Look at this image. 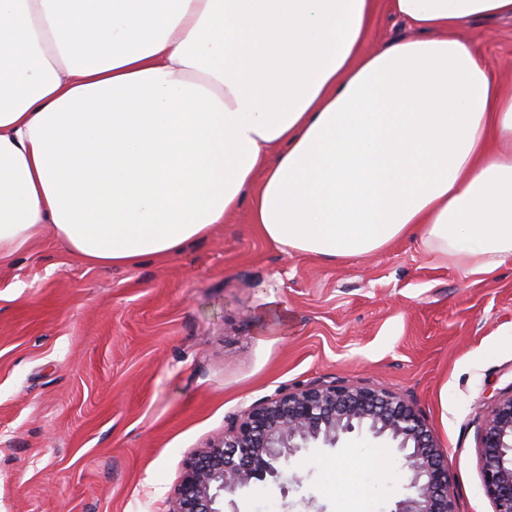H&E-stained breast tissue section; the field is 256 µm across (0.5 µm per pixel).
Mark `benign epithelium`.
Masks as SVG:
<instances>
[{"mask_svg":"<svg viewBox=\"0 0 512 512\" xmlns=\"http://www.w3.org/2000/svg\"><path fill=\"white\" fill-rule=\"evenodd\" d=\"M370 435L402 455L407 492L391 512H455L448 459L423 415L380 387L312 384L283 392L232 418L224 435L184 464L171 512H224V496L280 482L289 459ZM482 482L494 512H512V391L496 400L480 436Z\"/></svg>","mask_w":512,"mask_h":512,"instance_id":"7a95c632","label":"benign epithelium"}]
</instances>
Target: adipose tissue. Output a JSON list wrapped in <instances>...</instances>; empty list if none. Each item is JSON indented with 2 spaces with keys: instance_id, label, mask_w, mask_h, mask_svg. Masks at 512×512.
Listing matches in <instances>:
<instances>
[{
  "instance_id": "ef3b65f1",
  "label": "adipose tissue",
  "mask_w": 512,
  "mask_h": 512,
  "mask_svg": "<svg viewBox=\"0 0 512 512\" xmlns=\"http://www.w3.org/2000/svg\"><path fill=\"white\" fill-rule=\"evenodd\" d=\"M0 0V256L38 231L88 263L163 258L250 199L328 261L404 237L512 258V82L459 36L512 0ZM115 111H106V104ZM410 34L411 31L404 25V22L389 10L385 1H381V6L369 34L366 48L373 50L391 40L406 37Z\"/></svg>"
}]
</instances>
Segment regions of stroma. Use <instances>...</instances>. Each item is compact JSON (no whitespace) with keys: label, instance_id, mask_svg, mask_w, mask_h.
Returning a JSON list of instances; mask_svg holds the SVG:
<instances>
[{"label":"stroma","instance_id":"35a3bbf8","mask_svg":"<svg viewBox=\"0 0 512 512\" xmlns=\"http://www.w3.org/2000/svg\"><path fill=\"white\" fill-rule=\"evenodd\" d=\"M512 80V21H469ZM383 386L448 455L456 512H494L479 438L512 390V259L467 274L419 241L327 261L261 237L249 204L165 259L98 267L50 231L0 258V512H169L185 461L251 406L315 383ZM291 458L256 512H392L346 495L322 462Z\"/></svg>","mask_w":512,"mask_h":512}]
</instances>
